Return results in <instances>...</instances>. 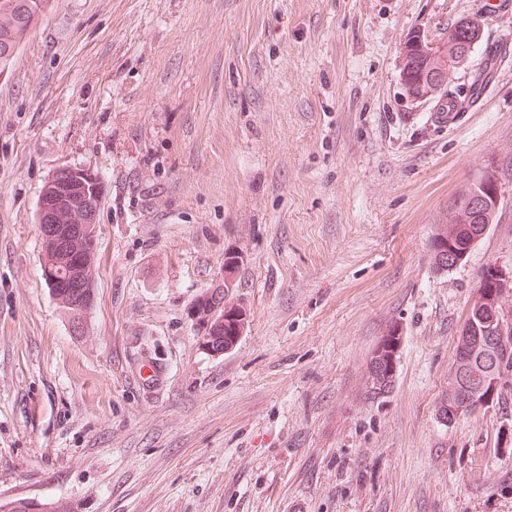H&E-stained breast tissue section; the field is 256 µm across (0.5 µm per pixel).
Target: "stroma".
I'll return each mask as SVG.
<instances>
[{
  "instance_id": "35a3bbf8",
  "label": "stroma",
  "mask_w": 512,
  "mask_h": 512,
  "mask_svg": "<svg viewBox=\"0 0 512 512\" xmlns=\"http://www.w3.org/2000/svg\"><path fill=\"white\" fill-rule=\"evenodd\" d=\"M472 14L482 39L448 85L468 109L436 127L440 102L400 85L401 49ZM490 164L496 224L436 269L449 200ZM61 168L104 185L79 332L41 272L37 203ZM229 251L248 326L215 355L189 309ZM491 263L512 268V5L50 0L0 73V497L512 512V375L498 403L436 414ZM394 326V389L374 400ZM402 336L399 328L393 329L389 336H386L376 350L373 351L374 356L383 355V358L390 363L387 372L382 373L384 365L380 361L374 359L369 364L368 388L370 394L376 393V397L385 396L391 392L395 381V358L401 347Z\"/></svg>"
}]
</instances>
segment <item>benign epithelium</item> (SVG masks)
Listing matches in <instances>:
<instances>
[{"mask_svg":"<svg viewBox=\"0 0 512 512\" xmlns=\"http://www.w3.org/2000/svg\"><path fill=\"white\" fill-rule=\"evenodd\" d=\"M481 22L479 15L460 22L465 35L457 39L455 65L462 66L468 61L479 41ZM403 49H414L435 61V65L423 70V75L416 79L409 76L407 69L400 68L401 85L410 97L431 100L446 90V40L419 30L410 36ZM103 196L102 181L93 171L62 168L47 179L37 204L43 279L56 300L81 315L94 302L97 216ZM501 199L502 186L491 169L481 178L480 190L456 197V205L467 213L469 223L451 228L444 224L437 226L431 252L438 268L446 269L466 257L467 252L456 250L454 243L462 242L469 249L485 235L498 215ZM239 264L238 259L225 262L223 278L200 294L190 308L200 341L213 354L230 349L228 345L218 347L213 343V339L224 334L225 320L232 322L233 335L237 337L247 328L245 309L229 304L230 296L238 288ZM504 294H512V271L506 272L493 264L476 288L458 330V337L471 343V350L461 348L455 355L448 388L452 391L463 388L467 393L450 403H438L437 414L444 422L494 403L502 393L506 376L512 372V333L508 331L512 318L498 307ZM401 342L402 336L396 328L373 351V355H381L389 362L387 369L377 359L369 364L368 388L379 397L393 389L395 358Z\"/></svg>","mask_w":512,"mask_h":512,"instance_id":"7a95c632","label":"benign epithelium"}]
</instances>
